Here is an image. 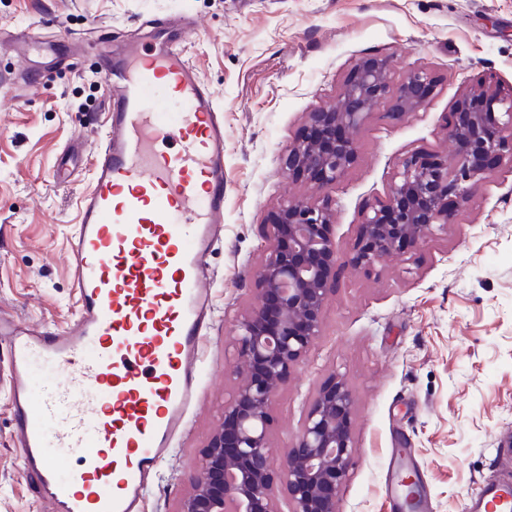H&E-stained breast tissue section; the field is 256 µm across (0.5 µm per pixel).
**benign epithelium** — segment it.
Here are the masks:
<instances>
[{"mask_svg": "<svg viewBox=\"0 0 512 512\" xmlns=\"http://www.w3.org/2000/svg\"><path fill=\"white\" fill-rule=\"evenodd\" d=\"M432 77L409 70L393 81L385 59L358 63L336 96L309 113L310 131L288 153V175L333 186L352 165L351 132L382 107L421 108ZM449 156L423 151L398 162L387 200L363 215L353 261L371 268L383 257L417 247L451 223L473 189L512 169V96L491 86L455 105L447 127ZM326 204L304 200L280 206L270 246L256 273L257 302L237 321L240 377L199 462L198 477L179 512H277V485L289 512H336L352 449L354 399L341 380L319 389L294 446L274 458L267 444L269 408L291 369L320 336L322 313L336 265Z\"/></svg>", "mask_w": 512, "mask_h": 512, "instance_id": "1", "label": "benign epithelium"}]
</instances>
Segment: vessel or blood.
Here are the masks:
<instances>
[{
  "label": "vessel or blood",
  "mask_w": 512,
  "mask_h": 512,
  "mask_svg": "<svg viewBox=\"0 0 512 512\" xmlns=\"http://www.w3.org/2000/svg\"><path fill=\"white\" fill-rule=\"evenodd\" d=\"M96 53L109 105L69 244L77 318L58 329L0 315L14 443L48 512H141L198 393L224 221V118L181 41L161 27L151 48L117 58L103 36ZM39 360L64 382L35 387ZM54 446L77 449V465L61 470ZM470 509L512 512V477Z\"/></svg>",
  "instance_id": "obj_1"
}]
</instances>
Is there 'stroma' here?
<instances>
[{"mask_svg": "<svg viewBox=\"0 0 512 512\" xmlns=\"http://www.w3.org/2000/svg\"><path fill=\"white\" fill-rule=\"evenodd\" d=\"M187 27L186 48L224 116V224L211 256L213 322L200 346L202 385L144 512H177L236 386L235 324L255 298V273L275 211L292 198L327 202L336 277L322 333L273 400L267 427L283 454L318 390L350 388L353 453L336 512H392L393 462L416 469L429 512H466L468 493L496 478V448L512 432V171L478 186L451 224L373 268L355 265L364 212L385 201L400 158L446 153L459 98L490 82L512 92V0H0V28L57 40L61 64L0 50V311L31 327L76 314L69 240L86 158L58 184L60 161L100 136L106 85L87 43L122 52L147 24ZM385 59L394 77L427 71L431 98L400 115L373 113L356 160L336 185L286 173L308 114L333 98L355 65ZM39 73L23 85V68ZM0 391V512H43L14 446Z\"/></svg>", "mask_w": 512, "mask_h": 512, "instance_id": "stroma-1", "label": "stroma"}]
</instances>
